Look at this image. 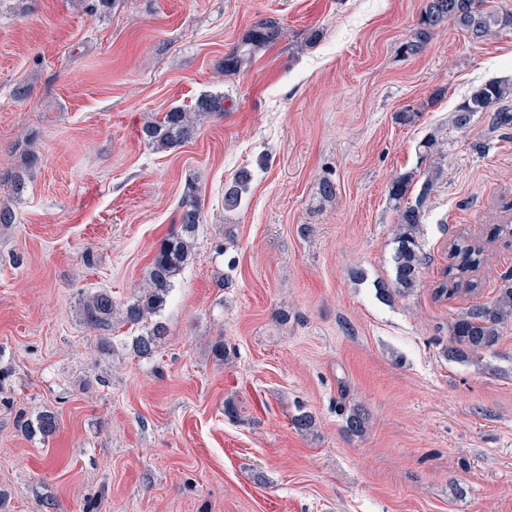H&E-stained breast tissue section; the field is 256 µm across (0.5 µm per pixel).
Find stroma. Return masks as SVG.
Returning <instances> with one entry per match:
<instances>
[{
    "label": "stroma",
    "instance_id": "stroma-1",
    "mask_svg": "<svg viewBox=\"0 0 512 512\" xmlns=\"http://www.w3.org/2000/svg\"><path fill=\"white\" fill-rule=\"evenodd\" d=\"M421 5L0 0V172L25 181L0 182L15 214L0 224V512H512V327L478 361L445 355L449 321L512 285V235H491L512 204V128L488 112L451 122L485 82L512 78V28L475 43L449 24L402 55ZM264 16L288 40L225 73ZM203 94L233 107L180 148L140 139L147 113ZM416 106L415 122L396 121ZM431 136L443 156L427 265L413 293L385 296L389 183L412 174L416 199ZM243 168L249 190L225 210ZM190 186L195 255L157 316V353L139 358L134 329L100 338L80 300L136 296ZM458 235L485 244L479 290L439 301ZM355 407L359 436L344 430ZM301 409L315 417L306 434ZM45 410L53 435L20 431L19 416ZM250 181L251 173L246 169L239 170L233 175L224 186V208L226 210H234L240 205L244 194L248 191Z\"/></svg>",
    "mask_w": 512,
    "mask_h": 512
}]
</instances>
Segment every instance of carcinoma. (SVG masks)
<instances>
[{"label": "carcinoma", "mask_w": 512, "mask_h": 512, "mask_svg": "<svg viewBox=\"0 0 512 512\" xmlns=\"http://www.w3.org/2000/svg\"><path fill=\"white\" fill-rule=\"evenodd\" d=\"M474 0H422L419 23L413 36L401 45L405 56L424 52L435 30L451 22L463 30L473 41L484 40L494 26L501 25L502 16L485 8L473 7ZM286 29L280 19L266 16L258 19L244 38L224 54V71L239 72L248 67L256 56L268 47L285 39ZM512 98V80H490L460 104L452 117V124L463 129L477 112L493 113V124L498 128H512V110L501 103ZM226 111L224 96L205 95L188 109L173 108L162 116H151L142 124L143 139L158 151H170L192 141L201 123L211 116H222ZM439 166L428 170L415 204L404 202L411 185L408 175L395 177L388 187L389 199L398 211L397 247L393 255L394 291L411 293L418 287L427 256L420 243L423 205L439 176ZM251 173L242 169L224 186V208H237L247 193ZM177 229L163 239L145 272V283L133 300L118 304L112 294L99 290L82 301L81 318L90 329L102 332L114 330L115 324L132 328L145 324L166 305L175 280L188 263L194 240L202 221L201 204L193 191H188L178 203ZM484 244L459 236L448 247V266L435 288L439 299L456 294H471L478 288L473 273L483 262ZM512 322V287L502 288L490 301L476 304L459 314L448 324V359L473 362L498 343L500 329ZM167 329L157 322L146 332L131 338L130 347L140 358L152 357L159 340ZM20 429L27 434H53L57 417L45 411L35 419L19 417ZM366 417L359 408L345 417V431L351 435L364 432Z\"/></svg>", "instance_id": "cac0c4a2"}]
</instances>
